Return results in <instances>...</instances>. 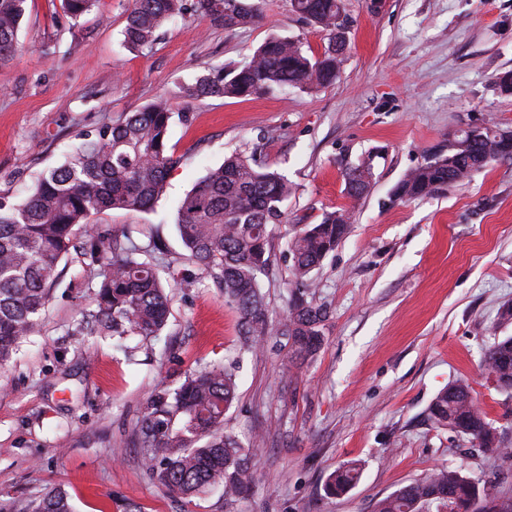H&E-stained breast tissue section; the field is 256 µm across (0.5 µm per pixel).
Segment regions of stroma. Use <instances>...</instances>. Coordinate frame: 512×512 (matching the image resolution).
I'll use <instances>...</instances> for the list:
<instances>
[{
    "instance_id": "stroma-1",
    "label": "stroma",
    "mask_w": 512,
    "mask_h": 512,
    "mask_svg": "<svg viewBox=\"0 0 512 512\" xmlns=\"http://www.w3.org/2000/svg\"><path fill=\"white\" fill-rule=\"evenodd\" d=\"M62 0H27L19 47L0 62V197L20 202L36 174L63 163L83 133L159 98L174 115L168 151L181 163L153 210L98 215L125 225L173 283L161 336H91L98 266L61 263L41 335L0 368V496L61 487L75 512H371L375 501L442 466L483 479L484 453L436 427L427 408L467 381L512 447V397L481 359L512 303V164L498 162L453 188L394 199L398 181L465 127L512 128V0H343L350 20L339 78L256 97H185L208 70L248 59L273 33L308 55L327 43L289 0H263L264 18L227 30L193 15L167 24L142 55L123 43L129 0H97L80 18ZM239 153L287 177L284 224L270 239L262 292L271 318L287 310L286 241L350 206L348 234L313 272L310 295L330 318L314 361L288 359L282 337L244 349L238 311L203 267L186 261L177 205L225 156ZM372 164L371 188L346 198L343 171ZM235 363L237 398L225 423L252 451L256 483L234 504L222 488L169 496L147 470L134 424L155 388L213 363ZM362 466L346 494L329 475Z\"/></svg>"
}]
</instances>
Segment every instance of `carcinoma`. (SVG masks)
<instances>
[{
    "label": "carcinoma",
    "mask_w": 512,
    "mask_h": 512,
    "mask_svg": "<svg viewBox=\"0 0 512 512\" xmlns=\"http://www.w3.org/2000/svg\"><path fill=\"white\" fill-rule=\"evenodd\" d=\"M26 0H0V61L18 48L17 35ZM96 0H62L77 19ZM293 12L327 33L316 56L301 43L272 35L247 60L228 72L202 75L183 88L186 97H250L287 87L308 90L336 82L347 48L349 20L342 0H290ZM195 11L226 30L244 28L262 18L260 0H194ZM186 0H132L123 30L127 47L150 52L157 32L184 15ZM172 112L163 98L128 112L118 122L82 135L66 161L40 174L26 199L0 200V367L22 343L40 331L51 291L60 283V263L70 253L87 255L102 266L96 310L88 314L89 334L160 335L170 315V295L151 248L135 243L128 229L98 232L92 218L112 210L145 212L166 192L171 170L180 162L168 152ZM512 162V139L498 126H486L469 138L464 131L448 150L429 154L396 184L398 200L419 199L451 188L494 162ZM344 194L365 195L372 167L365 162L343 171ZM290 186L281 174L256 160L232 155L211 169L183 197L177 228L187 259L204 267L224 300L239 311L245 339L282 336L291 361L312 360L324 342L329 311L307 299L302 289L311 273L346 236L350 210L338 208L318 224L307 225L286 242L294 286L288 312L269 318L259 275L269 264V239L282 223V204ZM483 365L498 389L512 396V336L497 337L485 349ZM237 396L232 367L212 364L187 373L175 386L156 389L134 429L146 466L168 493L190 498L216 484L226 500L247 495L253 484L251 453L225 425V413ZM439 428L466 437L489 456L494 468L512 462V449L488 420L465 380L440 391L428 407ZM352 462L337 468L326 490L341 495L358 482ZM0 512H73L68 494L49 488L24 501H0ZM373 512H512V485L480 484L457 468H440L427 478L378 499Z\"/></svg>",
    "instance_id": "obj_1"
}]
</instances>
